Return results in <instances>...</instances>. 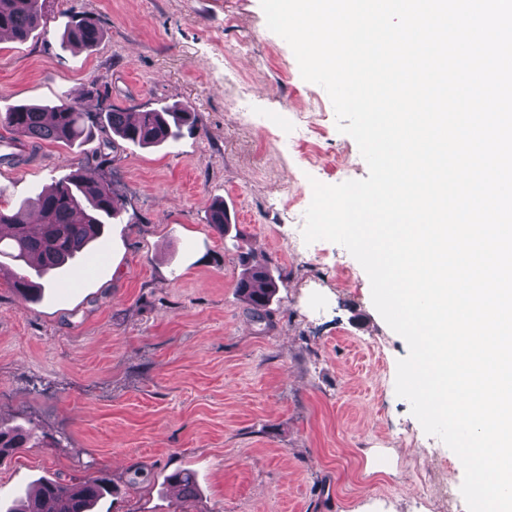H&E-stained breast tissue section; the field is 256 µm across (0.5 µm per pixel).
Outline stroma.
<instances>
[{"mask_svg":"<svg viewBox=\"0 0 512 512\" xmlns=\"http://www.w3.org/2000/svg\"><path fill=\"white\" fill-rule=\"evenodd\" d=\"M71 7L96 19L94 47L60 49ZM65 94L91 113L185 106L198 130L148 148L104 131L42 141L0 165L1 207L76 163L122 206L90 246L107 266L67 265L68 292L23 302L0 267V428L37 437L0 461V506L103 473L114 490L94 512H468L461 462L395 392L408 346L366 272L339 244L294 243L312 181L368 166L260 0H49L45 27L0 39V112ZM301 112L317 123L302 145ZM244 253L278 283L262 322L235 288ZM178 469L195 474L190 500L167 483Z\"/></svg>","mask_w":512,"mask_h":512,"instance_id":"obj_1","label":"stroma"}]
</instances>
